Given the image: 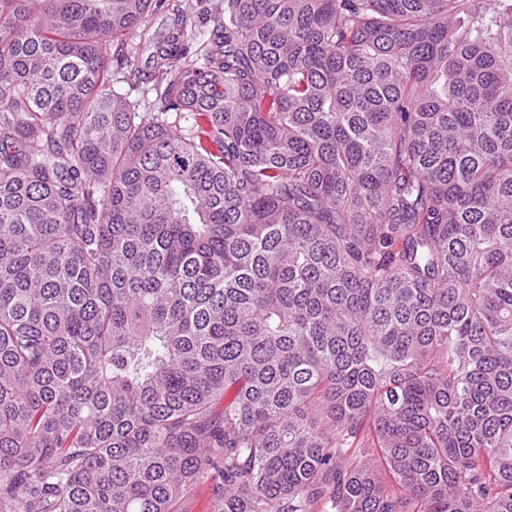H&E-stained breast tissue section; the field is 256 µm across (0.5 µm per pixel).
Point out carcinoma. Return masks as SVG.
Wrapping results in <instances>:
<instances>
[{"instance_id": "1", "label": "carcinoma", "mask_w": 512, "mask_h": 512, "mask_svg": "<svg viewBox=\"0 0 512 512\" xmlns=\"http://www.w3.org/2000/svg\"><path fill=\"white\" fill-rule=\"evenodd\" d=\"M154 3L0 0V512H512V0ZM206 3L208 4V10H196L191 19L192 33L197 37L195 42L198 44H201L210 37L213 29L212 20L214 12L224 11V0H210L206 1ZM210 482L201 484L188 492L178 504V512H210Z\"/></svg>"}]
</instances>
